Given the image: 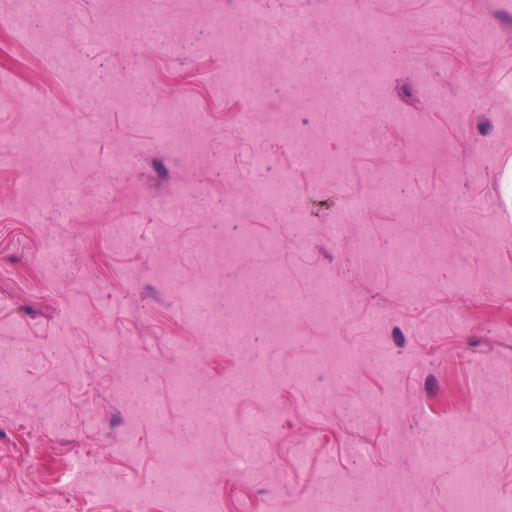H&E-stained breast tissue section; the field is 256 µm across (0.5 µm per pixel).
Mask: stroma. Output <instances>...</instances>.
I'll return each mask as SVG.
<instances>
[{
    "mask_svg": "<svg viewBox=\"0 0 512 512\" xmlns=\"http://www.w3.org/2000/svg\"><path fill=\"white\" fill-rule=\"evenodd\" d=\"M223 25L262 23L266 48H218L213 28L195 22L199 0H135L109 24L85 0H58L68 24L44 37L29 15H0V346L23 348L31 365L24 397L0 404V475L14 486L11 512H123L99 483L149 481L165 436L183 442L175 465L202 466L192 420L216 435L208 495L215 512L235 503L289 512L314 485L341 478L343 491L313 499L312 512H346L349 496L371 489L373 512H454L448 481L457 469L496 463L499 493L512 497V418L470 408L475 374L512 372V213L499 177L512 157V0H213ZM369 12L397 27L385 52L356 34L359 72L383 70L362 90L354 123H337L310 142L294 129L321 120L316 105L349 77L314 51L346 14ZM303 50V95L278 83L287 52ZM254 72L262 104L245 107L224 80L227 62ZM168 114L174 149H157L141 112ZM69 125L70 143L31 181L34 139ZM101 128L107 135L88 138ZM268 164L254 165V156ZM379 170L384 183L369 181ZM406 204L377 206L383 185ZM236 213L258 253L237 241L211 243V225ZM468 208L457 213L454 202ZM364 211L347 219L351 198ZM133 231L120 249L108 225ZM305 225L298 238L296 225ZM495 225L493 243L484 228ZM435 237L444 249L406 262L379 250ZM182 269L179 287L161 281L158 254ZM279 279L254 281L255 255ZM141 268L136 282L122 277ZM335 282L336 312L310 294L308 277ZM424 281L417 293L413 281ZM208 282L223 295L225 324L246 319L248 334L226 344L223 327L198 331L215 310L179 318L185 288ZM305 296L281 343L275 310L282 291ZM111 337L104 345L102 337ZM348 366L327 399L311 402L294 368L328 351ZM263 364L254 391L238 393L246 358ZM150 366L151 386L168 403L160 424H132L113 398L128 367ZM180 363L192 380L171 394ZM236 391V418L211 394ZM449 397L451 419L478 431L456 467L427 470L426 407ZM357 402L359 420L343 411ZM61 407L69 422L48 424ZM249 438H241V431ZM258 444L260 458L242 448ZM132 445L137 455L124 454Z\"/></svg>",
    "mask_w": 512,
    "mask_h": 512,
    "instance_id": "35a3bbf8",
    "label": "stroma"
}]
</instances>
